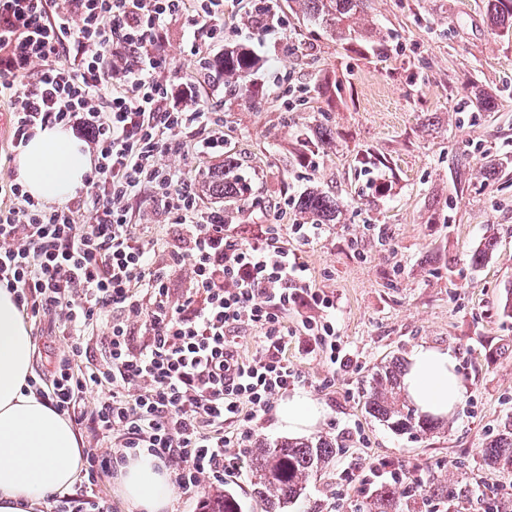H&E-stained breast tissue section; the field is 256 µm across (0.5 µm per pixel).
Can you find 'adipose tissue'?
Here are the masks:
<instances>
[{
    "label": "adipose tissue",
    "mask_w": 512,
    "mask_h": 512,
    "mask_svg": "<svg viewBox=\"0 0 512 512\" xmlns=\"http://www.w3.org/2000/svg\"><path fill=\"white\" fill-rule=\"evenodd\" d=\"M91 154L66 128L37 131L19 155V182L35 197L56 203L85 185ZM33 341L14 296L0 289V512H26L77 481L80 441L71 424L46 402L23 392L33 361ZM402 389L422 414L444 420L464 397L453 353L445 347L420 344L408 356ZM323 418L321 405L298 394L281 403L279 424L305 432ZM122 494L134 512H165L174 487L167 471L146 456L130 461L119 479Z\"/></svg>",
    "instance_id": "1"
}]
</instances>
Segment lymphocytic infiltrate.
<instances>
[{
  "label": "lymphocytic infiltrate",
  "mask_w": 512,
  "mask_h": 512,
  "mask_svg": "<svg viewBox=\"0 0 512 512\" xmlns=\"http://www.w3.org/2000/svg\"><path fill=\"white\" fill-rule=\"evenodd\" d=\"M180 17L192 50L223 43L224 0H0V101L13 150L49 125L94 146L86 189L66 203L45 204L14 181L0 188V286L62 338L24 391L90 440L81 499L59 492L41 512H114L98 486L141 456L185 492L223 483L252 422L301 383L285 355L289 310L318 309L303 332L337 360L336 300L312 288L281 241L287 229L271 222L243 239L166 162L224 153L223 134L185 138L217 120L194 81L168 74L167 32ZM135 201L160 203L178 236L140 232ZM183 267L190 286L177 294L171 273ZM244 327L258 338L248 360L238 352Z\"/></svg>",
  "instance_id": "obj_1"
}]
</instances>
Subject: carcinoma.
Returning a JSON list of instances; mask_svg holds the SVG:
<instances>
[{
	"label": "carcinoma",
	"mask_w": 512,
	"mask_h": 512,
	"mask_svg": "<svg viewBox=\"0 0 512 512\" xmlns=\"http://www.w3.org/2000/svg\"><path fill=\"white\" fill-rule=\"evenodd\" d=\"M309 22L321 27L332 38L346 41L357 33L354 25L367 13L369 0H292ZM490 23L512 29V0H489ZM222 71L224 91L235 96L250 92L248 78L255 63L239 47L224 49V56L212 62ZM208 191L217 196H233L242 188L241 179L217 170L207 177ZM299 213L317 224H334L340 214L338 201L319 191H309L298 200ZM498 246L495 233L486 235L471 256L472 263L482 264ZM403 370L399 360H390L375 373L373 385L365 394V409L375 419L402 434L415 437L432 434L438 426L419 413L404 396L401 388ZM483 454L504 472L512 473V428L495 434ZM336 456V443L328 438H284L272 444L259 442L251 459L254 495L263 512H288V506L305 494L309 477L326 469ZM437 496L451 507L459 498L455 478L437 484L425 483L406 487L394 482L380 485L367 504L368 512H420L418 501ZM204 512H241V504L229 491L216 490L206 496Z\"/></svg>",
	"instance_id": "carcinoma-1"
}]
</instances>
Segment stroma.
Instances as JSON below:
<instances>
[{"mask_svg":"<svg viewBox=\"0 0 512 512\" xmlns=\"http://www.w3.org/2000/svg\"><path fill=\"white\" fill-rule=\"evenodd\" d=\"M288 27L287 46L263 43L269 73L288 72L306 92L287 97L255 90L229 98L203 84L199 95L221 115L224 155L175 159L185 179L201 188L206 176L236 162L242 194L203 192L204 206L223 209L228 223L249 236L252 225L279 212L292 224L294 201L310 186L338 198L337 223L302 247L316 288L336 299L338 341L345 365L311 351L288 313V358L299 371L301 394L321 404L318 436L336 441L326 472L288 512H365L373 492L357 475L387 460L480 489L502 500L512 478L483 450L512 425V318L500 302L512 289V32L487 18V0H372L367 33L339 42L277 0ZM169 68L199 79L197 59L173 23ZM498 100L494 112L478 98ZM332 131L323 147L321 128ZM500 168L485 176L489 162ZM380 180L386 192H375ZM499 243L484 264L471 255L488 231ZM427 343L451 349L466 394L438 433L412 438L371 417L363 395L374 366L406 360Z\"/></svg>","mask_w":512,"mask_h":512,"instance_id":"stroma-1","label":"stroma"}]
</instances>
